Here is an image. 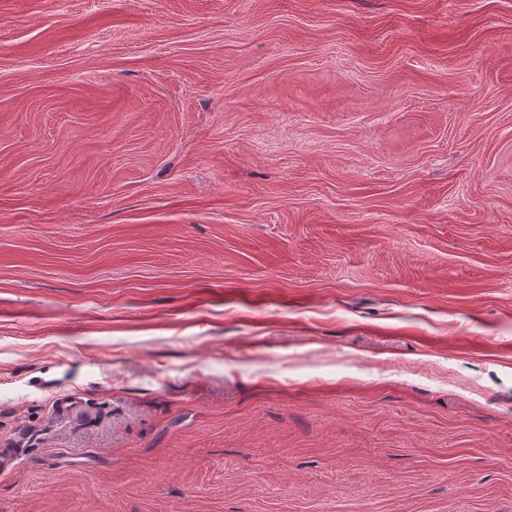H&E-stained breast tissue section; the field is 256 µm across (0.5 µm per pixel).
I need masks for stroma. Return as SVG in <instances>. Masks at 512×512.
<instances>
[{
	"mask_svg": "<svg viewBox=\"0 0 512 512\" xmlns=\"http://www.w3.org/2000/svg\"><path fill=\"white\" fill-rule=\"evenodd\" d=\"M0 454V512H512V0H0Z\"/></svg>",
	"mask_w": 512,
	"mask_h": 512,
	"instance_id": "stroma-1",
	"label": "stroma"
}]
</instances>
